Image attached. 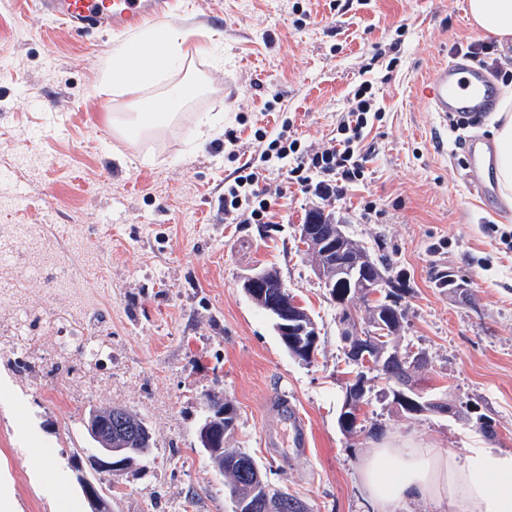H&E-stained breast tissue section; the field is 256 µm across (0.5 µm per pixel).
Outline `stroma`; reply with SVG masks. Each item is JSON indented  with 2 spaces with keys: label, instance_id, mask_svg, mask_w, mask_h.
I'll use <instances>...</instances> for the list:
<instances>
[{
  "label": "stroma",
  "instance_id": "obj_1",
  "mask_svg": "<svg viewBox=\"0 0 512 512\" xmlns=\"http://www.w3.org/2000/svg\"><path fill=\"white\" fill-rule=\"evenodd\" d=\"M188 2L174 18L185 33L183 66L160 87L103 92V72L127 37L106 31L91 46L50 18L28 16L18 0H0V235L25 224L41 245L37 269L21 258L0 265V279L19 283L0 293V329L30 313L43 354L23 370L0 349V491L15 512H90L85 478L110 497L112 512H232L227 479L198 441L212 391L238 410L225 447L254 456L270 484L309 512H371L357 466L374 439L338 426L349 368L337 308L298 234L317 198L289 189L273 202L270 224L216 217L236 168L224 131L234 130L249 156L257 130L285 121L302 144L326 146L366 79L381 110L367 130L374 151L364 179L329 205L347 235L405 280L401 343L427 354L421 387L467 410L409 417L374 381L360 417L443 451L481 441L512 451V244L501 238L512 230V205H484L461 149L469 138L492 148L491 117L446 122L421 94L438 65L486 39L467 0ZM393 42L396 67L372 63ZM187 83L197 94L179 98ZM159 96L177 101L159 134L126 140L107 128L108 114ZM217 112L223 132L199 141L200 120ZM263 268L277 270L317 323L314 363L289 355L241 288L242 276ZM448 272L466 282L467 298L437 287ZM65 274L78 289L56 287ZM66 321L110 351L75 400L63 383L80 359L61 355L57 339ZM54 383L58 391L47 392ZM275 397L304 418L306 451L265 446V405ZM93 406L136 413L152 436L149 457L93 470L85 430ZM481 414L495 436L479 431ZM33 448L49 461L38 476Z\"/></svg>",
  "mask_w": 512,
  "mask_h": 512
}]
</instances>
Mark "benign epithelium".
Returning a JSON list of instances; mask_svg holds the SVG:
<instances>
[{"instance_id":"7a95c632","label":"benign epithelium","mask_w":512,"mask_h":512,"mask_svg":"<svg viewBox=\"0 0 512 512\" xmlns=\"http://www.w3.org/2000/svg\"><path fill=\"white\" fill-rule=\"evenodd\" d=\"M300 238L309 245L313 257L314 272L330 296L336 300L342 313L341 334L346 336L345 346L354 359L361 360L365 347L359 345L354 329L351 311L358 297L378 298L385 282L377 272L368 266V260L353 252L349 238L342 225L338 224L335 213L324 207L309 210L304 224L300 226ZM241 288L245 294L274 321V328L285 346L292 348L302 357L311 361L317 352L319 330L316 324L307 321V312L296 301L288 298V288L280 276L268 269L255 271L243 276ZM388 360L395 363L390 369L392 374V392L395 401L418 411V413H437L448 415L451 408L448 402L440 399H423L421 388L414 377V369L409 364L410 357L401 353H390ZM382 366L373 362H364L357 366L358 374L348 385L343 401L345 412L343 422L353 420L360 411L362 403L351 392L354 385L367 380V374L375 373ZM108 430L100 438L104 445L100 463L105 468L119 469L110 462L112 458V440L132 441L148 434L145 425L129 419L122 408L107 411Z\"/></svg>"}]
</instances>
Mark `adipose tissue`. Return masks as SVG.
<instances>
[{"label":"adipose tissue","instance_id":"ef3b65f1","mask_svg":"<svg viewBox=\"0 0 512 512\" xmlns=\"http://www.w3.org/2000/svg\"><path fill=\"white\" fill-rule=\"evenodd\" d=\"M468 15L485 34L512 38V0H469ZM161 36L145 35L127 43L112 71L115 82L132 89L153 86L186 59L182 30L163 26ZM169 103L159 98L149 112H116L112 129L138 137L159 130ZM494 175L504 200L512 202V93L504 92L492 117ZM362 492L374 512L431 500L440 512H512V451L479 446L464 454L442 452L409 438L382 437L358 467Z\"/></svg>","mask_w":512,"mask_h":512}]
</instances>
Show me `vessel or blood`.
Masks as SVG:
<instances>
[{
    "instance_id": "obj_1",
    "label": "vessel or blood",
    "mask_w": 512,
    "mask_h": 512,
    "mask_svg": "<svg viewBox=\"0 0 512 512\" xmlns=\"http://www.w3.org/2000/svg\"><path fill=\"white\" fill-rule=\"evenodd\" d=\"M168 0H36L38 15L60 20L81 35L100 28L124 34L146 20L166 15ZM425 98L440 116L448 113L474 114L490 111L494 105L493 82L486 71L461 62L441 64L422 89ZM274 424L265 443L271 448H307L303 419L291 407L272 410Z\"/></svg>"
}]
</instances>
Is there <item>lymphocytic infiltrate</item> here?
Masks as SVG:
<instances>
[{"label": "lymphocytic infiltrate", "mask_w": 512, "mask_h": 512, "mask_svg": "<svg viewBox=\"0 0 512 512\" xmlns=\"http://www.w3.org/2000/svg\"><path fill=\"white\" fill-rule=\"evenodd\" d=\"M372 86L363 82L355 88L350 106L342 117L333 143L318 149L302 148L298 139L280 128L264 143L258 161L244 162L224 184L217 211L228 224L271 223V197L285 196L287 185H271L267 174L273 169L288 172L290 183L312 189L320 200L343 195L364 177L369 151L365 131L375 110Z\"/></svg>", "instance_id": "obj_1"}]
</instances>
